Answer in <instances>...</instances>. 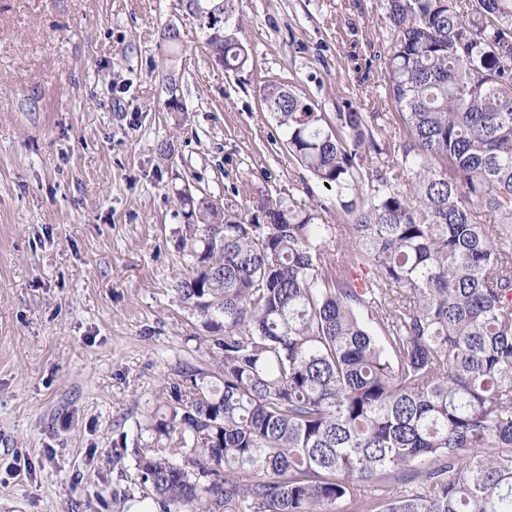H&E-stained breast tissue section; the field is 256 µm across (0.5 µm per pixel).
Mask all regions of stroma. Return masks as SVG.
Returning a JSON list of instances; mask_svg holds the SVG:
<instances>
[{
    "mask_svg": "<svg viewBox=\"0 0 512 512\" xmlns=\"http://www.w3.org/2000/svg\"><path fill=\"white\" fill-rule=\"evenodd\" d=\"M380 0H240L253 64L227 72L179 0H0V512H133L135 449L163 385L211 369L173 288L186 272L172 198L191 184L247 214L294 198L343 223L261 100L293 78L335 119L392 111ZM183 51L167 93L163 28ZM171 140L174 154L157 146Z\"/></svg>",
    "mask_w": 512,
    "mask_h": 512,
    "instance_id": "1",
    "label": "stroma"
}]
</instances>
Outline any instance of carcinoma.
<instances>
[{
	"label": "carcinoma",
	"instance_id": "obj_1",
	"mask_svg": "<svg viewBox=\"0 0 512 512\" xmlns=\"http://www.w3.org/2000/svg\"><path fill=\"white\" fill-rule=\"evenodd\" d=\"M235 0H181L226 71ZM385 123L263 85L333 225L269 196L246 219L175 190V284L214 371H179L137 469L159 512H512V0H385ZM169 46L170 78L182 51ZM399 131L395 165L392 131Z\"/></svg>",
	"mask_w": 512,
	"mask_h": 512
}]
</instances>
